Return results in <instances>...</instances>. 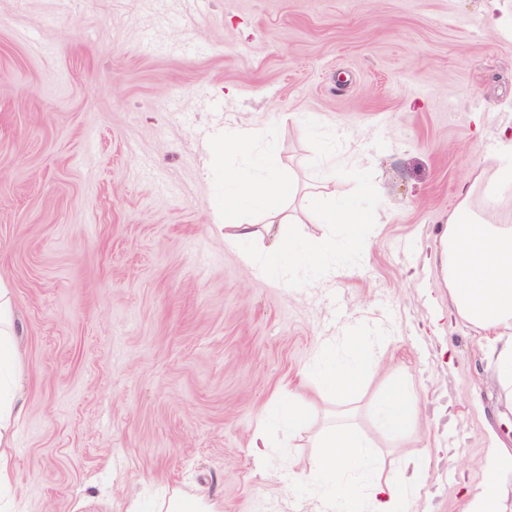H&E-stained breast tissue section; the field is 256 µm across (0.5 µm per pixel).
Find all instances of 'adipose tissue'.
Segmentation results:
<instances>
[{
  "label": "adipose tissue",
  "instance_id": "ef3b65f1",
  "mask_svg": "<svg viewBox=\"0 0 512 512\" xmlns=\"http://www.w3.org/2000/svg\"><path fill=\"white\" fill-rule=\"evenodd\" d=\"M232 184L235 193L225 198V212L236 211L240 198L247 197L263 204L267 223L288 220L290 195L284 176L277 171L259 173L242 166L234 171ZM442 243L449 305L447 313L433 315L432 331H442L448 313L484 331L488 358L497 371L499 397L512 408V225L489 222L464 197L448 219ZM346 342L354 362L332 367L327 376L342 398L355 390L363 371L360 355L373 347L375 339L355 332ZM20 368L12 296L0 284V375L17 374ZM317 446L314 466L304 476L316 489L314 512H411L426 483V465L413 457L402 460L393 472L373 466L367 443L352 427L325 429ZM484 469L488 478L482 485L462 489L464 512H507L512 449L501 438H494Z\"/></svg>",
  "mask_w": 512,
  "mask_h": 512
}]
</instances>
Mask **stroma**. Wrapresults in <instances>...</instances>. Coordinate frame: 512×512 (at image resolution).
I'll return each mask as SVG.
<instances>
[{
	"label": "stroma",
	"mask_w": 512,
	"mask_h": 512,
	"mask_svg": "<svg viewBox=\"0 0 512 512\" xmlns=\"http://www.w3.org/2000/svg\"><path fill=\"white\" fill-rule=\"evenodd\" d=\"M512 0H0V281L12 292L23 412L10 429L20 512H158L202 494L223 512H297L322 429L356 428L385 468L427 448L412 512H463L490 432L512 439L483 332L447 309L439 239L472 188L512 166ZM260 133V167L299 195L334 190L371 218L314 215L258 238L224 236V135ZM331 239L348 277L313 272ZM353 328L382 336L338 401L320 361ZM304 383L309 425L282 427ZM398 386L415 422L392 434L378 396ZM271 422L273 455L248 444ZM452 471L455 482L444 479Z\"/></svg>",
	"instance_id": "1"
}]
</instances>
